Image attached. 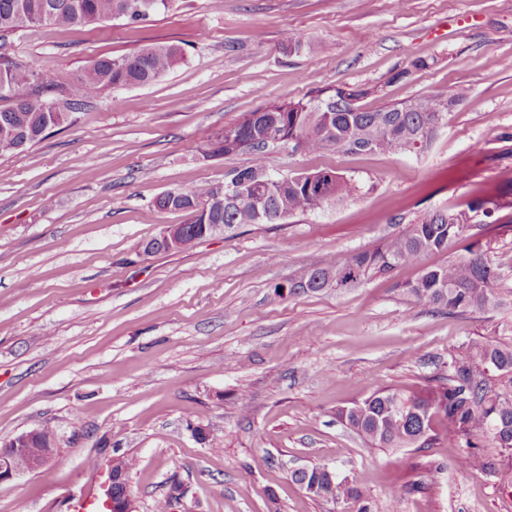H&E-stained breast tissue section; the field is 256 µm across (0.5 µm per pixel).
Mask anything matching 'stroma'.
Returning a JSON list of instances; mask_svg holds the SVG:
<instances>
[{
    "label": "stroma",
    "instance_id": "1",
    "mask_svg": "<svg viewBox=\"0 0 512 512\" xmlns=\"http://www.w3.org/2000/svg\"><path fill=\"white\" fill-rule=\"evenodd\" d=\"M176 43L162 81L110 89L31 149L0 155V441L47 427L56 457L0 483V512H95L113 457L134 458L137 512H512V468L467 470L464 438L435 422L424 448H377L337 408L447 375L469 340L512 334V309L451 313L414 302L406 266L343 289L286 288L347 261L426 209L501 206L441 264L481 245L512 283V0H174L126 25H31L5 49L70 77L103 55ZM426 60L423 69L417 60ZM336 85L376 88L364 108L442 88L463 102L420 154L319 155L274 147L272 175L333 169L358 192L278 224H247L182 252L141 245L183 213L160 194L251 165L210 156L243 113ZM432 460L441 470L411 490ZM319 464L362 502L309 495Z\"/></svg>",
    "mask_w": 512,
    "mask_h": 512
}]
</instances>
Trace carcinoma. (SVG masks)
Listing matches in <instances>:
<instances>
[{
    "instance_id": "obj_1",
    "label": "carcinoma",
    "mask_w": 512,
    "mask_h": 512,
    "mask_svg": "<svg viewBox=\"0 0 512 512\" xmlns=\"http://www.w3.org/2000/svg\"><path fill=\"white\" fill-rule=\"evenodd\" d=\"M172 0H0V98L12 105L0 110V154L25 151L61 121L56 103L39 97L25 99L33 82L38 89L60 87L69 108L119 86H141L162 80L183 58L178 44L147 46L121 56H101L79 75L62 81L55 71L32 60L17 63L1 42L29 25L93 26L111 19L136 25L165 11ZM376 91L356 85L325 87L309 99H281L246 112L224 127L215 141L222 156L250 152L252 165L231 170L224 179V205L205 207L217 184H201L169 191L158 197L163 211L186 217L188 240L204 237L205 225L274 224L316 206L350 196L356 186L334 170L272 176L264 167L265 140L273 135L280 144H303L305 153L336 155L416 153L431 141L447 120L448 92L435 90L410 101L365 109L360 101ZM498 204L479 201L466 210L426 211L397 235L373 250L352 255L340 264L331 258L291 285L294 293H314L329 286L349 287L374 274L400 266H421L420 275L403 285L418 303L448 312L466 313L486 308L512 307V287L502 288L501 274L481 246L471 256L439 265H422L432 254L448 251L478 217L489 218ZM346 427L379 448L421 447L433 440V422H446L448 431L479 448V439L512 450V336L498 340L471 339L450 355L446 382L417 390L388 389L363 402L336 410ZM294 482L315 497L362 499L360 490L325 466L295 469Z\"/></svg>"
}]
</instances>
